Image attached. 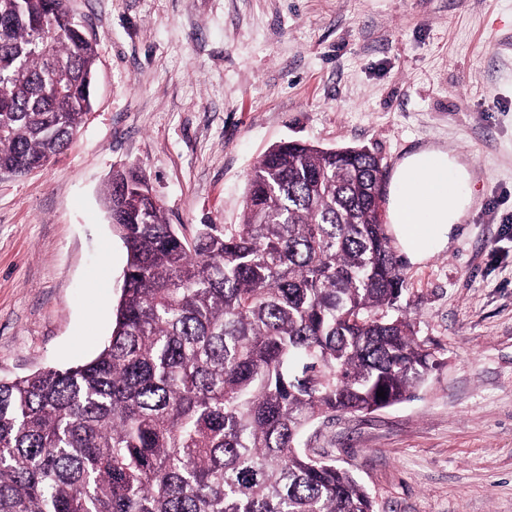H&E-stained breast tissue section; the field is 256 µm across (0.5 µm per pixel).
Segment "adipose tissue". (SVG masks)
Listing matches in <instances>:
<instances>
[{"label": "adipose tissue", "instance_id": "adipose-tissue-1", "mask_svg": "<svg viewBox=\"0 0 512 512\" xmlns=\"http://www.w3.org/2000/svg\"><path fill=\"white\" fill-rule=\"evenodd\" d=\"M474 182L468 166L439 149H421L402 160L393 178L390 213L410 261L446 248L474 203Z\"/></svg>", "mask_w": 512, "mask_h": 512}]
</instances>
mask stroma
<instances>
[{"label":"stroma","instance_id":"obj_1","mask_svg":"<svg viewBox=\"0 0 512 512\" xmlns=\"http://www.w3.org/2000/svg\"><path fill=\"white\" fill-rule=\"evenodd\" d=\"M95 42L93 108L68 148L0 174V380L93 358L127 253L105 209L145 171L169 223L242 221L283 141L382 161L437 146L475 173L444 250L406 263L441 361L417 396L315 422L305 440L375 512H512V0H69Z\"/></svg>","mask_w":512,"mask_h":512}]
</instances>
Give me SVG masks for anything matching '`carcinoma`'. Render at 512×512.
Here are the masks:
<instances>
[{"mask_svg": "<svg viewBox=\"0 0 512 512\" xmlns=\"http://www.w3.org/2000/svg\"><path fill=\"white\" fill-rule=\"evenodd\" d=\"M96 65L67 0H0V173L67 148ZM382 167L280 143L242 223L190 237L141 172L112 177L127 249L112 334L83 364L0 381V512H375L300 443L321 418L414 399L441 365L402 305Z\"/></svg>", "mask_w": 512, "mask_h": 512, "instance_id": "1", "label": "carcinoma"}]
</instances>
